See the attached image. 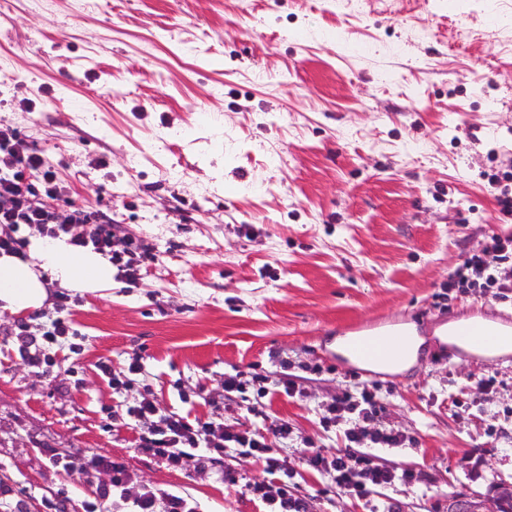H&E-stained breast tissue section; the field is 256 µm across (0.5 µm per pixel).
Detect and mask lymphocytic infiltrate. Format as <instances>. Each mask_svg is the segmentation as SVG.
<instances>
[{
    "instance_id": "f902f5d3",
    "label": "lymphocytic infiltrate",
    "mask_w": 512,
    "mask_h": 512,
    "mask_svg": "<svg viewBox=\"0 0 512 512\" xmlns=\"http://www.w3.org/2000/svg\"><path fill=\"white\" fill-rule=\"evenodd\" d=\"M55 166L45 154L28 144L13 129L0 130V252L20 254L24 241L17 231L20 225L36 224L46 235L69 236L72 245L93 246L110 254L113 265L127 276H135L144 253L141 242L128 240L122 251L112 248L113 225L101 209L86 206L74 209L68 221H60L58 208L69 205ZM512 263V235L488 232L473 248L463 264L448 279L449 288L473 292L490 301H504L512 296V283L501 281L494 262ZM66 296H58V315L46 325L41 335H31L24 322L15 323L11 334L29 366L42 362V351L69 335L71 322L64 315ZM253 390L254 398L246 406L249 414L263 413L265 400L277 392L293 396L299 385L294 374L283 372L277 378L258 372H238L224 378L225 394ZM383 404L375 386L360 383L338 396L323 408L319 424L325 434L341 433L342 444L335 454L305 457L304 466L328 478L343 493L371 500L395 484L418 481V473L379 461L368 451L369 446L400 448L412 444L404 430L382 420ZM133 429L137 430L138 451L170 465L193 470L219 469L225 483L237 484L234 470L223 467L225 456L236 454L262 460L265 475L261 481L248 484L247 490L263 512H314V499L294 481L283 451L294 440V427L286 420L274 427L278 448L250 429H240L212 421H188L176 412L161 411L154 400L142 399L127 411ZM50 462L64 469L81 467L107 473L108 479L96 489V497L85 512H197L187 497L150 485L131 492V475L123 462L97 454L76 459L48 449Z\"/></svg>"
}]
</instances>
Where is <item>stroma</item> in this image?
<instances>
[{"instance_id":"1","label":"stroma","mask_w":512,"mask_h":512,"mask_svg":"<svg viewBox=\"0 0 512 512\" xmlns=\"http://www.w3.org/2000/svg\"><path fill=\"white\" fill-rule=\"evenodd\" d=\"M1 128L151 252L137 278L68 292L75 333L48 365L0 335V483L30 512L95 497L99 474L52 466L49 446L121 459L199 512H259L245 485L262 461L225 458L230 486L136 450L117 416L144 396L260 431L289 420L315 442L288 464L319 512H368L302 464L335 452L320 412L361 381L415 439L376 451L425 480L391 490L404 512L512 484V353L437 335L475 317L512 328V302L448 287L486 233L512 234L496 203L512 180L486 181L512 170V0H0ZM360 326L414 327L416 363L351 360L339 343ZM135 357L146 383L113 391L97 362ZM255 367L301 375L303 395L247 414L224 376Z\"/></svg>"}]
</instances>
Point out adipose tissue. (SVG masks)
<instances>
[{
  "mask_svg": "<svg viewBox=\"0 0 512 512\" xmlns=\"http://www.w3.org/2000/svg\"><path fill=\"white\" fill-rule=\"evenodd\" d=\"M28 259L0 256V302L14 312L40 308L47 298L42 281L50 273L64 286L95 290L112 285L110 259L90 248H77L63 239L32 235Z\"/></svg>",
  "mask_w": 512,
  "mask_h": 512,
  "instance_id": "obj_1",
  "label": "adipose tissue"
}]
</instances>
